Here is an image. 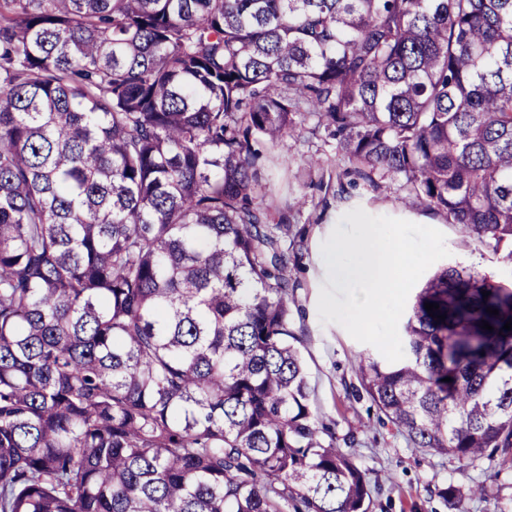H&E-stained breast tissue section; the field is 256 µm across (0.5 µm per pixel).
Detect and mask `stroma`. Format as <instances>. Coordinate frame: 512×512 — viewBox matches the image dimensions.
I'll use <instances>...</instances> for the list:
<instances>
[{"label":"stroma","mask_w":512,"mask_h":512,"mask_svg":"<svg viewBox=\"0 0 512 512\" xmlns=\"http://www.w3.org/2000/svg\"><path fill=\"white\" fill-rule=\"evenodd\" d=\"M298 123L294 136L264 146L260 181L276 214L286 217L288 244L297 255L291 329L299 338L315 405L337 438L353 440L348 452L366 472L372 490L368 512H512V462L496 454L464 466L410 447L368 397L356 395L360 384L354 365L359 356L377 355V348L356 341L339 324L322 323L318 314L320 291L330 285L321 245L339 219L356 208L441 231L449 251L445 264L508 282L512 263L463 236L442 213L406 208L410 186L405 179L385 176L371 183L359 177L341 156L336 139L316 129L314 118L302 117ZM480 482L495 483L496 495L471 496L470 488ZM447 486L459 491L460 510L439 497V489Z\"/></svg>","instance_id":"stroma-1"}]
</instances>
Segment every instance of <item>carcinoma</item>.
Returning a JSON list of instances; mask_svg holds the SVG:
<instances>
[{
    "label": "carcinoma",
    "mask_w": 512,
    "mask_h": 512,
    "mask_svg": "<svg viewBox=\"0 0 512 512\" xmlns=\"http://www.w3.org/2000/svg\"><path fill=\"white\" fill-rule=\"evenodd\" d=\"M302 112L512 245V0H0V512H368L258 175ZM509 320L446 266L356 374L412 447L512 457Z\"/></svg>",
    "instance_id": "cac0c4a2"
}]
</instances>
